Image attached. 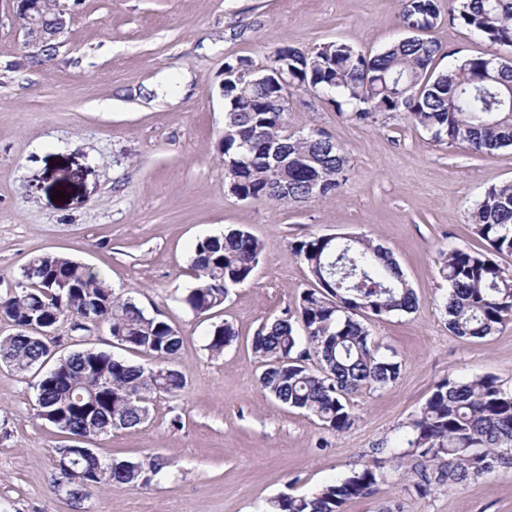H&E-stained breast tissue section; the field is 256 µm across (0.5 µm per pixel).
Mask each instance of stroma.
Here are the masks:
<instances>
[{"instance_id": "35a3bbf8", "label": "stroma", "mask_w": 512, "mask_h": 512, "mask_svg": "<svg viewBox=\"0 0 512 512\" xmlns=\"http://www.w3.org/2000/svg\"><path fill=\"white\" fill-rule=\"evenodd\" d=\"M71 22L50 61L32 65L13 0H0V292L34 257L57 254L105 272L184 339L175 361L187 385L156 399L147 422L97 437L100 458L162 456L149 486L93 492L88 512H262L282 493L313 494L366 463L400 456L401 467L344 512H512V468L466 483L439 480L428 494L410 482L419 457L403 442L409 422L441 380L495 376L512 390V319L493 335L449 333L439 301L448 290L442 252L477 240L469 214L491 186L512 182V147L478 155L438 144L405 113L363 124L304 95L292 129L328 133L349 158L332 197L301 204L241 201L227 191L218 145L224 136L219 85L224 60L267 64L278 48L305 52L343 41L376 53L396 38L399 0H66ZM453 56L486 43L443 17L428 31ZM64 199H54V191ZM249 231L263 244L251 280L232 289L212 317L180 301L195 284L189 253L205 235ZM364 236L389 248L414 290L411 314L367 319L381 349L402 362L392 387L355 393V422L323 429L260 387L250 343L310 287L296 238ZM238 338L211 356L213 324ZM54 336L63 355L111 350L104 324ZM34 378L0 367V512H76L55 490L66 440L37 416Z\"/></svg>"}]
</instances>
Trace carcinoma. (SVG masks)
I'll return each mask as SVG.
<instances>
[{
	"instance_id": "obj_1",
	"label": "carcinoma",
	"mask_w": 512,
	"mask_h": 512,
	"mask_svg": "<svg viewBox=\"0 0 512 512\" xmlns=\"http://www.w3.org/2000/svg\"><path fill=\"white\" fill-rule=\"evenodd\" d=\"M442 0H401L405 36L375 54L331 41L311 52L279 48L288 85L321 98L340 113L373 123L386 112H405L415 129L440 143L467 142L477 154L512 146V60L497 53L462 58L443 70L435 62L441 45L422 37L441 18ZM452 20L490 47L512 48V0H448ZM250 60L224 61V141L220 153L232 166L233 191L242 201L302 203L336 194L347 180L349 160L328 134L292 131L267 82L235 78ZM321 187L318 193L313 188ZM480 249L453 248L441 256L448 281L443 304L448 332L459 338L494 334L512 317V271L497 261L512 255V182L489 187L470 217ZM308 266L314 286L294 307L262 325L252 353L262 363L261 388L276 401L307 413L327 430L354 424L350 396L361 389L395 384L402 362L379 352L360 317L413 313L414 290L393 254L366 237L329 239L309 235L292 243ZM262 254L261 241L243 229L202 238L190 255L196 284L182 302L197 316L223 305L231 289L250 281ZM0 313L17 332L0 338V364L37 374V416L54 428L89 440L145 423L150 405L176 396L186 376L172 366L183 337L156 314L106 283L104 276L70 258L31 259L17 287L0 295ZM68 316L76 328L105 323L112 339L145 354V367L92 347L55 356L44 336ZM237 339L232 324H215L207 350L221 355ZM408 447L428 461L446 460L444 478L462 483L512 467V391L492 375L442 380L409 423ZM54 484L77 505L102 486L148 484L165 460L110 462L61 448ZM386 480L377 464H365L312 495L280 494L266 512H342L350 500L368 496Z\"/></svg>"
}]
</instances>
